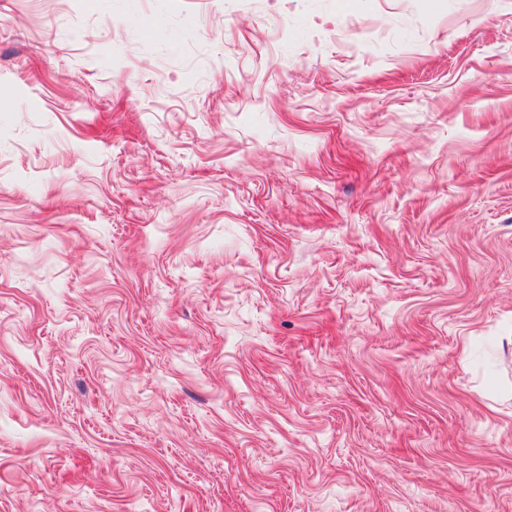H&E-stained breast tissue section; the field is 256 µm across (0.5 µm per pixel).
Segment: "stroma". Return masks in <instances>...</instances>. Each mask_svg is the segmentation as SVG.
I'll return each instance as SVG.
<instances>
[{"label":"stroma","mask_w":512,"mask_h":512,"mask_svg":"<svg viewBox=\"0 0 512 512\" xmlns=\"http://www.w3.org/2000/svg\"><path fill=\"white\" fill-rule=\"evenodd\" d=\"M0 512H512V0H0Z\"/></svg>","instance_id":"stroma-1"}]
</instances>
